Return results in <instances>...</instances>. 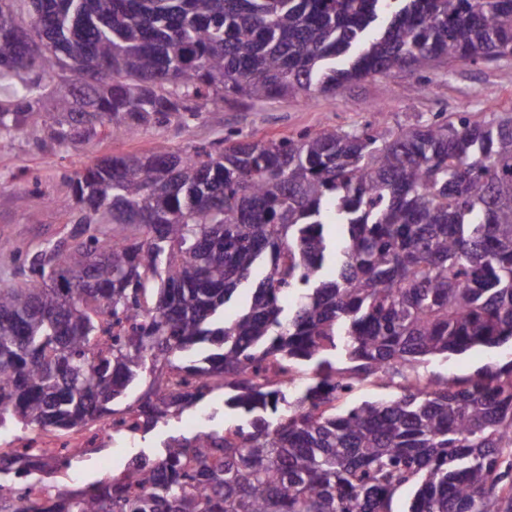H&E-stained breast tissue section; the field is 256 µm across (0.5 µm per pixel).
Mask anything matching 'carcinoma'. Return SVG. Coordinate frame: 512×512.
Wrapping results in <instances>:
<instances>
[{
  "label": "carcinoma",
  "mask_w": 512,
  "mask_h": 512,
  "mask_svg": "<svg viewBox=\"0 0 512 512\" xmlns=\"http://www.w3.org/2000/svg\"><path fill=\"white\" fill-rule=\"evenodd\" d=\"M511 56L512 0H0V142L35 124L67 147L231 97ZM72 196L68 246L0 285V428L66 434L135 406L145 435L220 390L209 418L237 423L0 512H392L406 486L405 512H512V358L418 374L512 341L511 112L161 142L98 160ZM378 380L400 393L349 400ZM47 471L0 453L3 476ZM511 342L497 349L475 348L461 355L451 356L448 361L432 359L419 368V373L430 378L436 375L464 377L486 366L503 363L510 358Z\"/></svg>",
  "instance_id": "carcinoma-1"
}]
</instances>
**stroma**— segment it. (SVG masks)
<instances>
[{"mask_svg": "<svg viewBox=\"0 0 512 512\" xmlns=\"http://www.w3.org/2000/svg\"><path fill=\"white\" fill-rule=\"evenodd\" d=\"M512 111V59L497 62H457L419 77L407 71L355 81L333 94L288 97L267 101L241 100L217 112L203 113L185 125L152 128L137 135L115 134L76 143L58 150L43 142L42 132L28 128L0 147V254L16 245L37 250L41 245L66 244L77 219L69 180L99 159L151 149L162 141L179 150L207 146L222 148L227 133L246 141L267 140L323 124L346 128L410 125L453 112ZM41 181L40 190L18 202L17 191ZM512 358V347L475 348L450 359L430 360L420 367L423 377H464ZM214 399H206L182 415L160 422L145 438L135 439L136 450L155 453L171 435H191L198 420L209 413Z\"/></svg>", "mask_w": 512, "mask_h": 512, "instance_id": "1", "label": "stroma"}]
</instances>
